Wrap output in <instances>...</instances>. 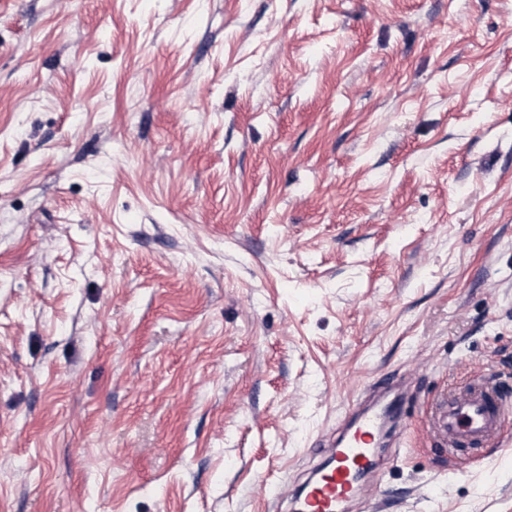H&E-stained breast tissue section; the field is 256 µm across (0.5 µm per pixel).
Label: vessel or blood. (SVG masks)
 Returning a JSON list of instances; mask_svg holds the SVG:
<instances>
[{
  "instance_id": "vessel-or-blood-1",
  "label": "vessel or blood",
  "mask_w": 512,
  "mask_h": 512,
  "mask_svg": "<svg viewBox=\"0 0 512 512\" xmlns=\"http://www.w3.org/2000/svg\"><path fill=\"white\" fill-rule=\"evenodd\" d=\"M404 414V402L370 403L344 417L324 442L326 456L304 482L296 512H350L379 469L376 444L393 447L399 435L395 424ZM512 396L498 382L478 379L441 400L428 416L429 433L444 452L457 443L474 446L496 443L508 418Z\"/></svg>"
}]
</instances>
